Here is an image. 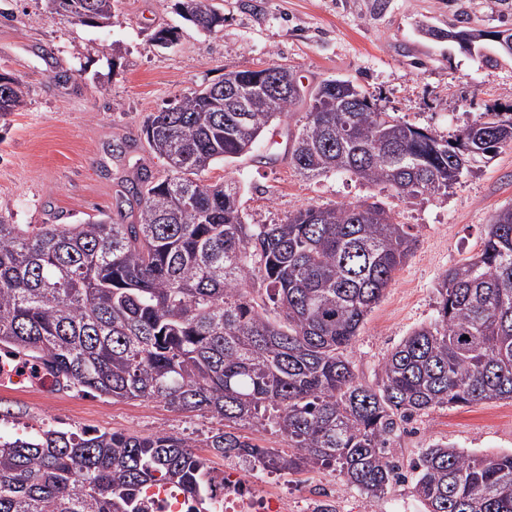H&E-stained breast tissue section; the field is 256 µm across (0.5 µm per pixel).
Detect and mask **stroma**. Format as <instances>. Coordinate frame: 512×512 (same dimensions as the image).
Instances as JSON below:
<instances>
[{"label":"stroma","mask_w":512,"mask_h":512,"mask_svg":"<svg viewBox=\"0 0 512 512\" xmlns=\"http://www.w3.org/2000/svg\"><path fill=\"white\" fill-rule=\"evenodd\" d=\"M224 26L203 34L179 15L177 0H118L112 22L80 25L46 0H0V73L18 78L24 110L0 117V217L12 224H82L115 215L126 179L146 166L164 175L142 134L147 116L230 70L291 67L299 84L353 82L385 111L450 137L475 114L512 102V56L484 39L473 49L448 31L512 29V0H214ZM176 29L173 45L151 39ZM303 111L274 122L255 148L214 165L202 180L239 182L252 222L277 224L298 209L380 202L416 242L368 314L349 356L360 381L376 383L386 355L437 316L441 276L481 247L491 216L512 205V145L473 163L447 193L404 198L347 175L308 180L288 160ZM208 413L143 400L115 402L74 390L27 386L0 391V436L55 428L196 439L219 428ZM437 441L476 455L512 452V400L436 408L404 423L390 440L400 465ZM298 499L330 491L335 512H391L398 502L425 512L412 479L392 483L378 503L316 468L277 476Z\"/></svg>","instance_id":"obj_1"}]
</instances>
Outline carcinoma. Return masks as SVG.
Returning a JSON list of instances; mask_svg holds the SVG:
<instances>
[{
	"instance_id": "carcinoma-1",
	"label": "carcinoma",
	"mask_w": 512,
	"mask_h": 512,
	"mask_svg": "<svg viewBox=\"0 0 512 512\" xmlns=\"http://www.w3.org/2000/svg\"><path fill=\"white\" fill-rule=\"evenodd\" d=\"M50 2L86 25L109 22L115 0ZM180 16L206 33L224 23L210 0H181ZM260 75L244 69L235 80L247 91ZM222 85L146 118L150 150L183 165L129 179L133 220L32 229L0 219V348L79 392L209 412L224 428L202 443L224 458L285 474L330 468L379 499L402 478L388 453L400 423L512 400V206L492 215L480 252L442 278L436 320L404 337L370 386L348 348L412 252L410 227L365 201L251 224L236 183L197 175L249 153L306 102L288 148L299 174H352L402 197L446 192L466 163L512 144V105L443 138L362 90L354 111H336L349 92L330 79L269 98L245 120L214 110L210 88ZM24 104L19 82L1 73L0 116ZM243 429L284 436L288 450L253 444ZM194 447L167 432L49 428L0 439V512H148L145 491L166 485L202 505L205 463ZM411 471L426 512H512V453L435 443Z\"/></svg>"
}]
</instances>
